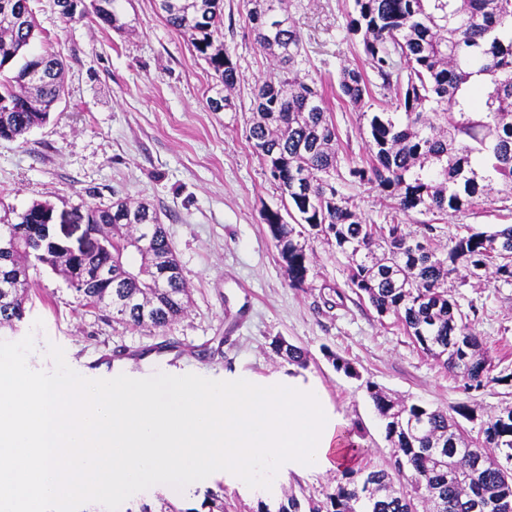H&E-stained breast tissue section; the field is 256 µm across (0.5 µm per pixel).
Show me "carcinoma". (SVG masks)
Segmentation results:
<instances>
[{"label": "carcinoma", "instance_id": "obj_1", "mask_svg": "<svg viewBox=\"0 0 512 512\" xmlns=\"http://www.w3.org/2000/svg\"><path fill=\"white\" fill-rule=\"evenodd\" d=\"M122 0H65L64 23L92 18L120 30ZM250 31L276 71L251 89L248 140L294 212L263 215L291 286H303L312 236L348 259L349 282L379 317L392 315L413 343L460 378L468 390L512 385L495 375L485 339L447 283L490 278L512 286V228L470 232L441 244L430 221L406 231L402 221L363 218L336 181L368 185L397 212L443 216L462 212L502 186L512 203V0H353L348 30L358 36L364 66L341 68L338 96L367 119L366 159L341 168L338 129L314 80L300 76L302 38L288 0H245ZM162 19L187 36L218 80L213 111L230 106L239 82L224 51L221 0H158ZM38 24L30 0H0V139L46 123L64 86L63 63L29 54ZM86 224L99 243L92 253L59 250L48 224L53 211L32 203L15 224H0V329L25 319L34 275L60 276L78 309H104L112 319L160 332L188 311L189 289L156 209L118 198L83 203L59 215ZM277 355L305 368L306 350L283 338ZM384 423L391 469L343 471L322 500L285 495L276 512H512V406L477 417L400 400L367 385ZM127 512H224V494L209 491L200 507L161 499Z\"/></svg>", "mask_w": 512, "mask_h": 512}]
</instances>
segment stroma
Instances as JSON below:
<instances>
[{
    "instance_id": "stroma-1",
    "label": "stroma",
    "mask_w": 512,
    "mask_h": 512,
    "mask_svg": "<svg viewBox=\"0 0 512 512\" xmlns=\"http://www.w3.org/2000/svg\"><path fill=\"white\" fill-rule=\"evenodd\" d=\"M39 35L33 52L51 48L64 64L65 94L50 120L23 138L0 139V224L42 201L56 210L116 198L146 201L157 210L191 291L188 314L166 332L151 334L112 321L101 312L73 310L63 279L41 270L17 331L0 330V341L33 334L28 357L34 370L49 371V344L64 351L70 368L147 354L161 368L160 347L187 350L184 370L212 380L248 372L257 378L288 374L292 365L270 344L282 337L308 350L307 375L323 386L358 445L354 466L385 468L391 450L366 385L444 409L459 404L483 415L512 404V387L464 389L459 378L420 351L394 317H378L348 285L347 261L334 247L312 239L315 270L305 285L291 287L286 268L263 221L287 202L266 175L246 138L252 118L251 89L269 75L271 62L255 43L243 0H224V47L240 82L232 108L208 105L213 72L187 40L158 16L154 0H124L128 22L117 31L83 20L64 23L54 0H31ZM352 0H288L304 44L303 67L323 87L339 130L341 161H361L365 146L358 110L337 95L341 67L361 61L347 32ZM482 224H512V210L478 204L445 217L446 235ZM461 307L476 306L478 335L496 371L512 373V287L493 282L454 287ZM41 329H34L35 320ZM352 364L356 377L333 366L332 356ZM337 472L289 474L266 499L277 508L284 492L323 498ZM223 489L224 512H254L257 499L225 484L223 472L187 494L162 488L135 494L198 503L206 490Z\"/></svg>"
}]
</instances>
